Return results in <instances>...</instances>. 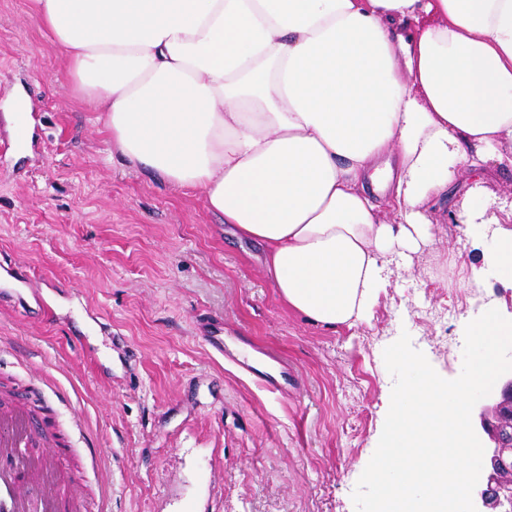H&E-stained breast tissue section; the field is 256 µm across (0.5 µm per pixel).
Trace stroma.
Listing matches in <instances>:
<instances>
[{"label":"stroma","mask_w":512,"mask_h":512,"mask_svg":"<svg viewBox=\"0 0 512 512\" xmlns=\"http://www.w3.org/2000/svg\"><path fill=\"white\" fill-rule=\"evenodd\" d=\"M18 89L25 143L10 132ZM511 213V171L457 164L428 205L439 233L372 317L311 324L280 300L262 247L226 233L197 192L113 154L31 0H0V260L35 274L47 308L14 307L0 273V382L50 392L64 467L96 512H355L394 385L385 348L409 334L441 377L459 376L466 322L490 307L512 316L492 264ZM209 318L236 351L282 354L296 388L269 392L212 357Z\"/></svg>","instance_id":"1"}]
</instances>
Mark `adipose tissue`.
<instances>
[{"label": "adipose tissue", "instance_id": "1", "mask_svg": "<svg viewBox=\"0 0 512 512\" xmlns=\"http://www.w3.org/2000/svg\"><path fill=\"white\" fill-rule=\"evenodd\" d=\"M33 4L113 150L198 191L315 325L369 319L450 167L512 159V0Z\"/></svg>", "mask_w": 512, "mask_h": 512}]
</instances>
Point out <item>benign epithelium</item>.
<instances>
[{
	"label": "benign epithelium",
	"instance_id": "benign-epithelium-1",
	"mask_svg": "<svg viewBox=\"0 0 512 512\" xmlns=\"http://www.w3.org/2000/svg\"><path fill=\"white\" fill-rule=\"evenodd\" d=\"M511 396L512 372H508L472 410L473 428L484 444L482 471L473 491L476 512H512V487L499 479V473L512 470V456L504 451L512 432L502 429L497 416L499 404Z\"/></svg>",
	"mask_w": 512,
	"mask_h": 512
}]
</instances>
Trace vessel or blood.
Wrapping results in <instances>:
<instances>
[{
  "instance_id": "vessel-or-blood-1",
  "label": "vessel or blood",
  "mask_w": 512,
  "mask_h": 512,
  "mask_svg": "<svg viewBox=\"0 0 512 512\" xmlns=\"http://www.w3.org/2000/svg\"><path fill=\"white\" fill-rule=\"evenodd\" d=\"M204 341L220 356L235 358L267 390L284 391V384L249 356L234 357L222 322L210 323ZM63 453L50 414H38L27 398H6L0 404V512H88L81 493L66 486L58 469Z\"/></svg>"
}]
</instances>
